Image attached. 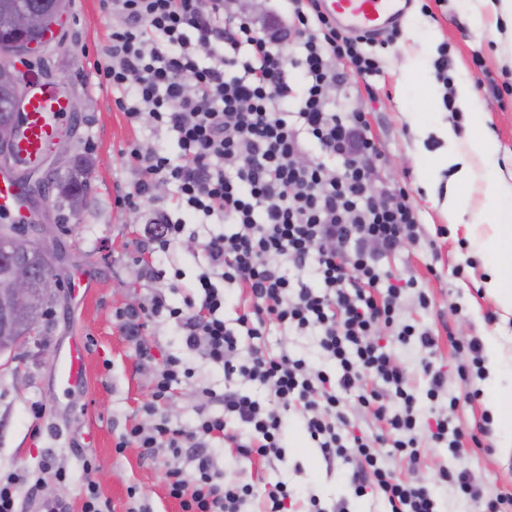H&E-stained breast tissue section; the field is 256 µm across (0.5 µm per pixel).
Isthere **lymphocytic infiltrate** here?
Wrapping results in <instances>:
<instances>
[{
  "mask_svg": "<svg viewBox=\"0 0 512 512\" xmlns=\"http://www.w3.org/2000/svg\"><path fill=\"white\" fill-rule=\"evenodd\" d=\"M288 4L287 30L279 15L259 26L233 13L226 0H106L121 24L98 76L117 92L129 121L166 126L183 151L175 165L162 148H128L141 176L120 202L136 207L158 182H171L179 204L233 227L203 244L199 304L172 307L157 291L148 308L175 319L186 346L223 367L225 379L240 377L271 393L264 400L230 388L207 390L209 404L190 425L164 419L137 425L116 447L134 444L148 454L163 445L189 461L190 469L166 474L181 512H242L254 488L225 480L212 441H225L248 461L284 458V414L297 408L327 465L356 462L350 476L356 496L376 492L389 512H438L429 488L395 478L379 455L387 448L418 461L417 404L437 400L445 377L425 362L428 387L419 391L380 344L392 327L402 343L429 356L437 340L396 326L397 305L417 280L394 277L380 264L382 252L419 243L424 230L408 193L377 182L379 153L369 123L349 105L351 91L379 70L376 41L337 25L322 0ZM198 47L208 48L213 65L198 63ZM342 59L348 72L336 69ZM292 68L303 76L297 90L288 82ZM341 86L346 94L332 96ZM310 139L320 151L311 159ZM223 282L242 295L232 326L222 315ZM271 324L319 329L338 373L310 370L284 351L270 354L259 340ZM243 335L253 345L242 359ZM369 379L381 381L383 393L367 392ZM349 396L372 406L382 432L352 425L343 409Z\"/></svg>",
  "mask_w": 512,
  "mask_h": 512,
  "instance_id": "lymphocytic-infiltrate-1",
  "label": "lymphocytic infiltrate"
}]
</instances>
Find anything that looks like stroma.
<instances>
[{"instance_id":"35a3bbf8","label":"stroma","mask_w":512,"mask_h":512,"mask_svg":"<svg viewBox=\"0 0 512 512\" xmlns=\"http://www.w3.org/2000/svg\"><path fill=\"white\" fill-rule=\"evenodd\" d=\"M478 7L477 0H410L399 22L398 42L379 52L380 73L351 100L352 107L368 114L380 154L378 178L394 187H407L427 235L426 241L402 247L381 260L393 274L413 275L418 290L430 299L429 307L423 309L412 294H405L399 312L401 323L430 331L438 339L433 362L445 375V390L423 415L449 412L454 425L466 434L490 411L484 394L465 399L467 385L459 369L470 360L450 339L482 342L490 336H512V316L503 317L485 293L486 260L472 246L464 226L449 224L442 214L453 194L467 212H477L484 202L482 186L459 188L449 170L440 179L422 183L419 175L428 171L441 143L431 137L419 140L418 132L448 124L464 142L493 136L500 149L486 171L492 178L512 182V95L503 92L512 86V23L488 13L482 25H474L472 14ZM116 23L102 0H72L67 25L39 64L51 80L64 73L71 78L77 110L61 127L60 143L70 159L87 160L90 192L88 208L76 216L60 202L57 192H50L43 201L42 212L61 226L50 246L57 254L53 272L65 287L40 334L15 351L13 363L0 368V474H25L40 483L35 494L21 498L22 512H35L49 502L61 505L62 512H81V489L90 482L110 501L112 512H126L133 499L148 512H179L166 491V471L174 463L169 449H155L148 458L133 445L120 452L115 449L126 428L145 421L142 405L153 380L152 366L143 364L115 313L133 301L146 304L155 287L147 275L156 257L146 244V227L160 214L186 224L183 241L171 249V261L163 266L166 274L178 277L175 287L165 291L168 302L178 307L194 295L197 277L205 267L202 242L209 234L223 231L224 224L179 208L170 185L154 192L134 212L118 202L120 189L139 177L138 169L122 156L129 145L148 147L159 141L174 159L180 149L166 129L129 122L117 107L111 87L100 86L95 63L109 46ZM443 51L451 62L446 85L437 81L434 67ZM463 82L475 85L487 113L485 121L473 122L466 113L447 107L446 91L457 90ZM82 272L90 273L92 282L86 295L77 296L70 283ZM143 342L156 361L174 355L192 372L191 378L175 385L156 418L189 424L205 404V389L220 390L229 384L249 393L255 390L241 378L225 380L223 368L188 349L173 319L150 318ZM75 343L84 347L85 383L82 390L66 394L54 370L58 357ZM267 344L272 351L304 357L313 367L328 365L317 335L275 328ZM454 397L459 403L452 408L448 402ZM510 435L512 428L494 424L484 447L463 439L459 457L427 440L420 465L402 456L385 458L384 463L397 477L432 487L440 512H481V503L460 498L454 487L441 482L439 469L466 468L484 493L512 494V452L503 453L500 447ZM284 446L285 459L256 465L219 444L213 452L227 480L256 490L283 480L302 496H317L328 510L341 504L348 512H388L379 496H355L346 477L350 464L340 461L327 467L299 417H292ZM48 454L56 457L58 469L66 471V480L58 479L57 470L41 469L40 462Z\"/></svg>"}]
</instances>
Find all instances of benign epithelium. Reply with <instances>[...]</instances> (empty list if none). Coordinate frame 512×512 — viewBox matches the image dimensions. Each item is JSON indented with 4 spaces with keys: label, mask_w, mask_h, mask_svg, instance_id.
Instances as JSON below:
<instances>
[{
    "label": "benign epithelium",
    "mask_w": 512,
    "mask_h": 512,
    "mask_svg": "<svg viewBox=\"0 0 512 512\" xmlns=\"http://www.w3.org/2000/svg\"><path fill=\"white\" fill-rule=\"evenodd\" d=\"M65 16V0H58L47 11L37 0H17L7 14L12 35L0 40V53L29 62L39 55L38 34L55 20ZM0 84L14 97L9 117L0 123V166L9 168L14 161L12 146L18 134V113L27 72L11 64L0 65ZM55 182L54 172L33 181L30 194L33 206ZM59 225L38 220L34 224H11L0 235V359L10 362L17 347L38 335L61 292V282L45 265L35 243L46 240Z\"/></svg>",
    "instance_id": "1"
}]
</instances>
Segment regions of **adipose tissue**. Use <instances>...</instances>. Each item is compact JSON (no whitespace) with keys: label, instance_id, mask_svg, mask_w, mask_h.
I'll list each match as a JSON object with an SVG mask.
<instances>
[{"label":"adipose tissue","instance_id":"ef3b65f1","mask_svg":"<svg viewBox=\"0 0 512 512\" xmlns=\"http://www.w3.org/2000/svg\"><path fill=\"white\" fill-rule=\"evenodd\" d=\"M445 147L436 157L434 172L453 169L457 184L470 185L479 178L475 161H486L499 151V145L492 137L469 141L459 145L453 130L446 125L438 130ZM485 183L484 210L490 213L489 232L474 237L478 251L488 253L487 278L484 287L504 313L512 314V210H503L504 197H512V185L493 178L483 179Z\"/></svg>","mask_w":512,"mask_h":512}]
</instances>
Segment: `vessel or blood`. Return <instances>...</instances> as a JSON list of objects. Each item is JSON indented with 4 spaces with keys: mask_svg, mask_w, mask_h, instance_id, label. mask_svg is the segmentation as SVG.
Masks as SVG:
<instances>
[{
    "mask_svg": "<svg viewBox=\"0 0 512 512\" xmlns=\"http://www.w3.org/2000/svg\"><path fill=\"white\" fill-rule=\"evenodd\" d=\"M324 5L341 26L377 37L403 16L407 0H325ZM68 116V106L58 95L54 84L46 79H35L19 116L21 133L14 148L18 159L27 165L39 162ZM21 202L15 175L0 171V221L23 223ZM56 377L65 390L83 387L85 362L82 345L71 346L69 352L61 356Z\"/></svg>",
    "mask_w": 512,
    "mask_h": 512,
    "instance_id": "b4317fda",
    "label": "vessel or blood"
}]
</instances>
